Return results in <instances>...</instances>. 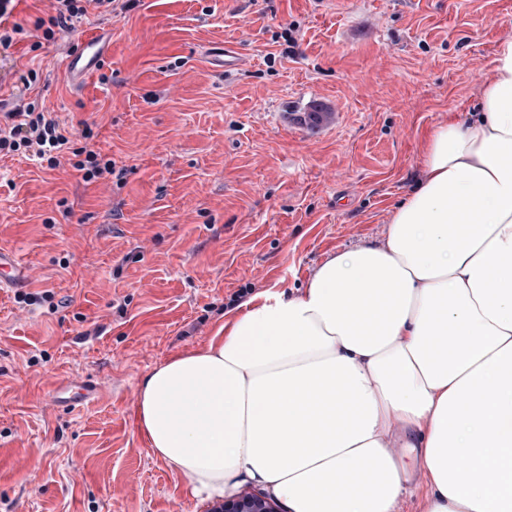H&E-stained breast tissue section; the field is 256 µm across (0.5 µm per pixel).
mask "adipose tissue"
I'll use <instances>...</instances> for the list:
<instances>
[{
  "label": "adipose tissue",
  "mask_w": 512,
  "mask_h": 512,
  "mask_svg": "<svg viewBox=\"0 0 512 512\" xmlns=\"http://www.w3.org/2000/svg\"><path fill=\"white\" fill-rule=\"evenodd\" d=\"M137 419L201 502L393 512L418 467L421 512H512V37L383 238L226 314L144 378Z\"/></svg>",
  "instance_id": "1"
}]
</instances>
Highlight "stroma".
Returning <instances> with one entry per match:
<instances>
[{
  "instance_id": "stroma-1",
  "label": "stroma",
  "mask_w": 512,
  "mask_h": 512,
  "mask_svg": "<svg viewBox=\"0 0 512 512\" xmlns=\"http://www.w3.org/2000/svg\"><path fill=\"white\" fill-rule=\"evenodd\" d=\"M96 30L79 90L56 45L0 55V97L92 124L121 172L0 155V249L28 269L0 288V512H210L137 427L144 377L254 294L382 239L424 136L478 105L512 0H139L88 6L77 34ZM219 44L245 65L216 67ZM313 102L331 124L289 120ZM86 378L97 400L52 405Z\"/></svg>"
}]
</instances>
